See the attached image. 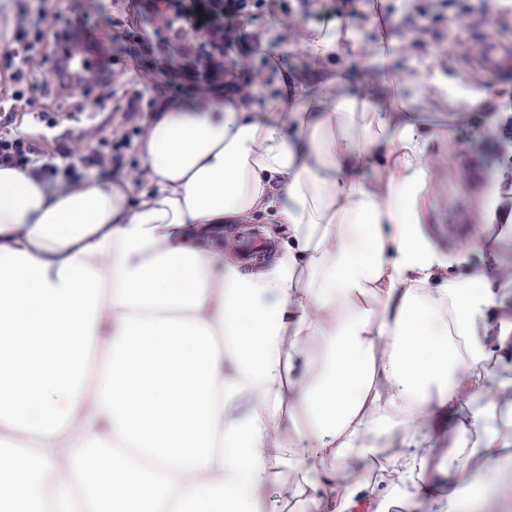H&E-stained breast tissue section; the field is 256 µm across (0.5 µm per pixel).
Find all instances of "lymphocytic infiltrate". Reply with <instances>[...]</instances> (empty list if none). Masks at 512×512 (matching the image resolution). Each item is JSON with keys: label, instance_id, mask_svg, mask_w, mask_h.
<instances>
[{"label": "lymphocytic infiltrate", "instance_id": "f902f5d3", "mask_svg": "<svg viewBox=\"0 0 512 512\" xmlns=\"http://www.w3.org/2000/svg\"><path fill=\"white\" fill-rule=\"evenodd\" d=\"M224 0H209V10L195 19L187 0H129L134 15L149 13L154 31L172 30L177 24L197 34L198 42L179 48L180 61L160 68L163 85H185L189 96L205 99L217 91H238L235 72L224 68ZM59 13L60 0H23L17 15L0 18V97L12 109L0 120V168L27 171L42 184H63L68 191L84 189L93 168L120 166L141 134L144 112L154 110L158 97L140 89L117 92L112 81V38L90 35L85 25L67 22L47 29L25 27L23 15ZM94 95L98 105L113 102L119 122L104 120L82 126L72 147L59 137L12 132L17 111L33 106L32 91L55 102L72 100L76 90ZM68 157L58 165L56 156Z\"/></svg>", "mask_w": 512, "mask_h": 512}]
</instances>
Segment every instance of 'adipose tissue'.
Here are the masks:
<instances>
[{"label":"adipose tissue","mask_w":512,"mask_h":512,"mask_svg":"<svg viewBox=\"0 0 512 512\" xmlns=\"http://www.w3.org/2000/svg\"><path fill=\"white\" fill-rule=\"evenodd\" d=\"M374 7L272 22L257 55L289 37L316 79L281 71L263 106L164 101L139 193L0 168V512H258L281 450L315 512H387L399 491L462 512L461 488L498 485L512 416L488 362L512 356V322L489 282L437 281L448 262L423 229L437 134L422 115L488 95L381 79L398 41ZM271 209L288 235L257 273L193 242ZM241 393L251 411L228 419ZM467 405L483 428H459L457 448L480 471L457 468L443 496L436 435ZM393 430L403 450L386 457Z\"/></svg>","instance_id":"adipose-tissue-1"}]
</instances>
